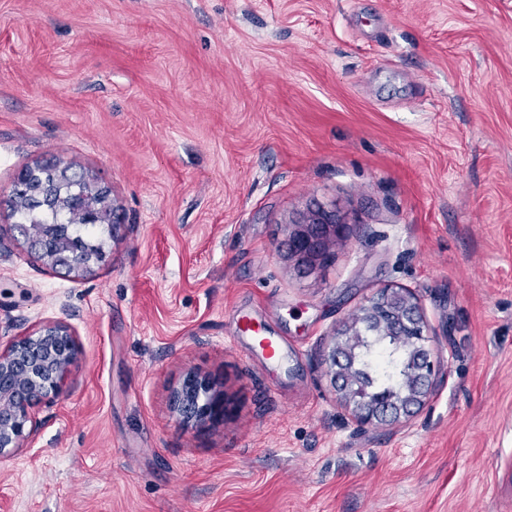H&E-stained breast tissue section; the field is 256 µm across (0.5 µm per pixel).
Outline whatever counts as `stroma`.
Returning <instances> with one entry per match:
<instances>
[{"instance_id": "obj_1", "label": "stroma", "mask_w": 512, "mask_h": 512, "mask_svg": "<svg viewBox=\"0 0 512 512\" xmlns=\"http://www.w3.org/2000/svg\"><path fill=\"white\" fill-rule=\"evenodd\" d=\"M59 161L124 220L84 277L6 203ZM316 206L346 236L307 272ZM384 288L441 370L363 426L322 353ZM54 320L75 359L0 512H512V0H0V348ZM190 375L224 402L200 423ZM342 224L335 211L309 210L302 220L291 225L288 238L291 256L305 269L325 261L330 242L341 235ZM210 391L208 384L195 376H188L174 396L175 405L183 418L197 422H202L207 418L216 408V404L212 402Z\"/></svg>"}]
</instances>
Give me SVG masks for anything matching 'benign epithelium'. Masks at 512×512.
I'll return each instance as SVG.
<instances>
[{
  "mask_svg": "<svg viewBox=\"0 0 512 512\" xmlns=\"http://www.w3.org/2000/svg\"><path fill=\"white\" fill-rule=\"evenodd\" d=\"M342 222L334 211L311 209L302 220L292 225L288 243L291 256L306 269L326 260L331 241L341 235ZM90 258L68 255L62 267L76 273L90 271ZM399 322L413 331L419 351L420 375L414 398L404 404L395 403L382 410L356 401L342 389L341 359L343 347L332 344L323 354V363L332 376L336 395L358 422L363 425L401 423L419 410L436 383L438 356L428 344L424 323L416 297L408 290L398 291ZM75 355V342L70 327L62 322H48L0 350V381L24 367L17 383L0 386V459L23 447L36 428V408L52 403L59 396L61 384ZM175 405L184 418L203 421L215 410L210 386L195 376L187 377L176 391Z\"/></svg>",
  "mask_w": 512,
  "mask_h": 512,
  "instance_id": "7a95c632",
  "label": "benign epithelium"
}]
</instances>
